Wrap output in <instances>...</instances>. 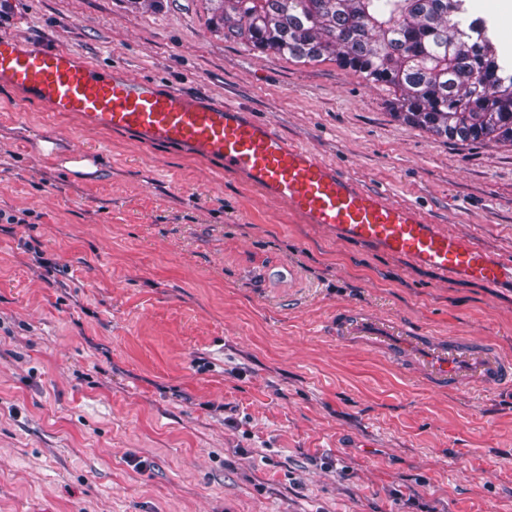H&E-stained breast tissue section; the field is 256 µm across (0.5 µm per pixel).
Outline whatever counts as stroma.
I'll use <instances>...</instances> for the list:
<instances>
[{"instance_id": "1", "label": "stroma", "mask_w": 512, "mask_h": 512, "mask_svg": "<svg viewBox=\"0 0 512 512\" xmlns=\"http://www.w3.org/2000/svg\"><path fill=\"white\" fill-rule=\"evenodd\" d=\"M209 17L0 0V36L241 106L512 259L511 142L435 135L388 87ZM0 209V512H512V391L428 388L332 330L363 311L512 356V286L341 240L188 151L2 85Z\"/></svg>"}]
</instances>
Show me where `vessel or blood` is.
<instances>
[{
	"label": "vessel or blood",
	"mask_w": 512,
	"mask_h": 512,
	"mask_svg": "<svg viewBox=\"0 0 512 512\" xmlns=\"http://www.w3.org/2000/svg\"><path fill=\"white\" fill-rule=\"evenodd\" d=\"M0 84L52 112L72 113L95 129L128 132L147 145L179 147L225 172L242 175L274 202L340 239L378 245L442 272L497 288L512 283V261L439 229L418 209L356 183L311 151L290 144L271 122L229 104L115 69L97 71L68 49L37 47L0 37ZM335 338L410 361L427 385L512 389V359L456 336L390 328L346 310Z\"/></svg>",
	"instance_id": "b4317fda"
}]
</instances>
